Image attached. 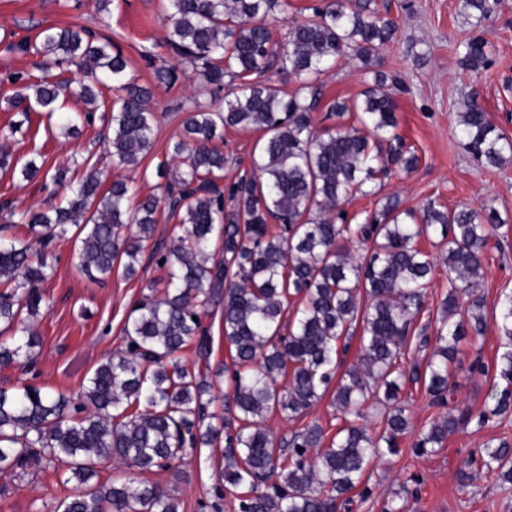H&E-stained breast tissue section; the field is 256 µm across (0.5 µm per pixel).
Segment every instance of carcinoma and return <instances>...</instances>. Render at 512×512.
Wrapping results in <instances>:
<instances>
[{"label":"carcinoma","instance_id":"obj_1","mask_svg":"<svg viewBox=\"0 0 512 512\" xmlns=\"http://www.w3.org/2000/svg\"><path fill=\"white\" fill-rule=\"evenodd\" d=\"M374 0H322L313 16L285 24L277 48L266 19L280 0H160L167 20L164 45L177 63L157 70L172 84L180 66H192L200 83L224 92L222 105L186 100L184 135L170 141L169 160L157 166L170 172L165 203L176 219L173 244L156 247L149 260L163 272L151 282L123 327L125 347L98 365L78 398L23 385L0 390V474L14 475L32 460L63 465L59 481L83 487L57 501L53 512H180L176 498L140 479L152 469H169L187 449L219 452L212 478L217 498L240 490L235 512H337L346 494L365 483L372 461L396 454L410 431L400 404L408 384H421L429 405L448 408L433 417L412 442V453L426 456L443 447L460 425L484 426L512 410V291L498 303L495 327L504 351L495 363L500 390L494 406L477 413L450 407L454 386L448 364L463 340L483 335L481 299L466 314L457 313L459 291L472 292L483 277L484 249L505 226L497 210L445 209L433 200L418 212L399 211L394 197L358 224L347 222L341 205L354 193L396 170L418 166L415 152L396 133L395 103L381 92L387 76L349 104L334 102L332 127H320L312 112L316 85L336 60L368 63L394 39L396 23L372 7ZM475 34L459 48V65L487 68L491 53L480 34L492 7L489 0H459ZM10 52H35L39 76L16 73L8 98L24 121L33 106L52 117L60 97L76 93L97 103V85L106 79L120 95L106 121L112 163L132 168L150 152L157 126L151 89L139 85L112 38L93 39L80 30L46 27L34 40L7 46ZM76 68L79 78L57 80L53 68ZM294 76L299 87L281 96L262 76ZM92 112L73 113L61 124L65 135L79 131ZM262 133L250 170L226 185L224 129ZM458 127L472 156L483 166L512 163V139L496 131L481 104L467 99ZM84 174L67 177L69 164L43 170L33 159L18 160L0 148V173H19L61 202L41 210H7L6 223L27 234L0 239V364L32 359L40 336L32 319L51 302L39 291L49 277L45 248L71 236L80 270L105 280L114 269L135 277L145 244L158 223L160 199L148 195L131 204L134 191L123 179L103 190L102 171L86 159ZM448 246V296L435 318L436 345L425 365L403 363L410 340L428 344L426 328L416 329L437 262L421 240ZM220 242L221 255L212 250ZM355 241L363 253L343 247ZM222 305L224 342L231 362L211 366L212 338L203 325L208 309ZM361 325V355L337 374L352 324ZM193 346L198 362L182 353ZM225 382L232 407L214 411V388ZM348 418L329 443L314 423L293 432L280 446L266 428L268 415L298 417L327 392ZM374 398L384 408L381 430L357 424L362 403ZM113 464L136 476L110 483L99 470ZM512 483V445L487 443L471 454L460 472L461 484L473 472Z\"/></svg>","mask_w":512,"mask_h":512}]
</instances>
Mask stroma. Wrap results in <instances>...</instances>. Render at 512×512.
<instances>
[{
	"label": "stroma",
	"mask_w": 512,
	"mask_h": 512,
	"mask_svg": "<svg viewBox=\"0 0 512 512\" xmlns=\"http://www.w3.org/2000/svg\"><path fill=\"white\" fill-rule=\"evenodd\" d=\"M381 12L397 22L393 40L381 48L370 64L337 60L319 81L320 100L313 114L322 121L329 105L353 101L373 83L375 73L388 75L385 86L396 105L398 134L414 148L419 164L412 171H394L381 178L371 195H353L344 209L349 220L362 222L373 212L378 199L397 197L401 209L416 210L426 200L450 209L491 204L502 218L512 222V165L486 168L469 153L457 127L463 102L477 97L489 121L512 138V0H498L481 35L491 50L490 67L472 72L460 68L456 49L472 29L458 11V0H377ZM47 26L86 29L112 38L127 57L129 71L139 83L151 87L158 114L154 146L132 169L114 168L104 153V113L115 93L103 89L102 103L91 124L76 138L42 131L37 136L22 133L10 139L14 156L26 160L39 155L53 167L73 157L97 161L105 180L126 179L139 194L164 196L165 179L156 175L166 158L168 141L182 134L186 99L201 105L212 102L209 88L190 77L176 84L159 83L155 70L172 60L161 40L166 22L158 0H112L109 11L99 14L95 0H0V128L19 121L17 111L6 103L14 90L8 77L35 70L36 55L7 51L9 43L35 37ZM258 133L227 130L224 134L225 181H233L249 165ZM53 267L43 290L52 299L50 310L34 321L41 338L32 363L24 367H0V388L14 390L22 385L59 390L77 395L95 368L124 347L121 330L137 302L146 295V285L158 277L155 265L144 264L137 278L126 279L113 271L102 283L91 282L76 268L73 240L54 241L48 249ZM512 290V235L500 247H488L484 279L477 295L488 319L483 338L463 341L456 360L450 364L456 387L454 401L475 411L494 403L492 376L471 373L475 358L494 365L502 352L492 320L499 294ZM319 423L327 434L343 426L340 411L322 399L309 414L289 419L275 416L267 428L274 441L288 438L310 423ZM512 442V414L494 417L481 428L463 425L449 436L436 453L417 457L411 438H404L401 452L373 462L369 468L368 497L352 491L358 504L352 512H385L394 492L410 476L420 482L409 495L404 512H512V485L499 484L495 476H474L467 488L459 486V471L471 453L486 443ZM214 460L208 451L188 453L178 469L149 473L151 482L170 490L181 502L183 512H202L212 503ZM76 483L61 485L54 469L31 464L21 474L0 476V512H50L56 499L79 493Z\"/></svg>",
	"instance_id": "obj_1"
}]
</instances>
